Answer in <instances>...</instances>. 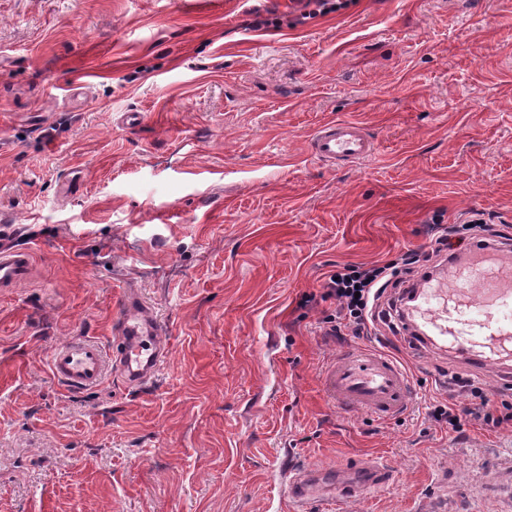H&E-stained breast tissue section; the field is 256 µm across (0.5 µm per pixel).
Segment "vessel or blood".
<instances>
[{
    "instance_id": "b4317fda",
    "label": "vessel or blood",
    "mask_w": 512,
    "mask_h": 512,
    "mask_svg": "<svg viewBox=\"0 0 512 512\" xmlns=\"http://www.w3.org/2000/svg\"><path fill=\"white\" fill-rule=\"evenodd\" d=\"M311 151L325 162H354L371 156L375 144L357 122L337 120L316 131ZM31 271L29 249L0 250L1 293L18 288ZM404 323L449 354L495 367L502 382L512 381V255L496 248L472 249L420 289ZM163 334L153 307L135 291H127L111 323L113 349L104 350L90 340L66 342L51 351L50 372L77 390L98 386L110 374L128 387L141 388L166 360ZM323 385L331 403L377 419L399 417L412 405L406 366L375 348L345 351L328 367ZM365 474L364 481L351 486V493L362 495L370 486L385 483L389 467L369 465ZM333 480V475L310 469L289 475L288 488L295 501L307 505Z\"/></svg>"
}]
</instances>
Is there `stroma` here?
I'll return each mask as SVG.
<instances>
[{
    "mask_svg": "<svg viewBox=\"0 0 512 512\" xmlns=\"http://www.w3.org/2000/svg\"><path fill=\"white\" fill-rule=\"evenodd\" d=\"M0 0V248L29 279L0 295V512H512V424L446 432L445 374L496 369L379 326L408 414L339 410L322 375L344 344L322 273L427 250L467 212L512 225V0ZM275 26L252 28L255 15ZM143 119L126 124L124 113ZM376 152L331 165L324 123ZM167 359L153 383L72 390L49 351L109 345L125 289ZM390 483L302 509L289 472ZM375 150L374 142L363 127L351 120L324 124L316 131L311 142L312 154L330 163L362 160ZM363 469L367 478L360 483H355L354 486L348 487L352 494L363 495L368 491L369 486L383 484L388 481L390 470L387 464H381L378 467L371 464Z\"/></svg>",
    "mask_w": 512,
    "mask_h": 512,
    "instance_id": "stroma-1",
    "label": "stroma"
}]
</instances>
